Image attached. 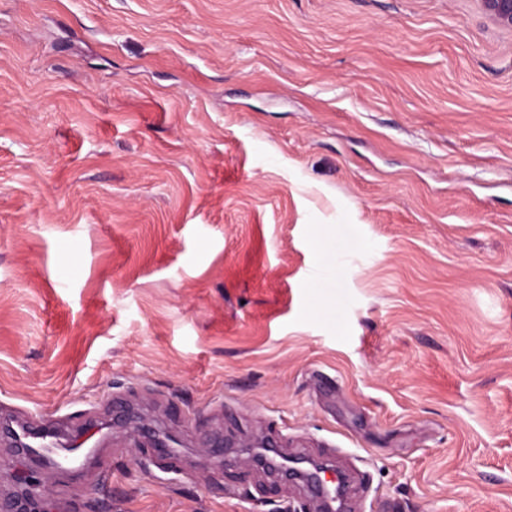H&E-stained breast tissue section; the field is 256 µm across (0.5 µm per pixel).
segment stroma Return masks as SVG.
I'll use <instances>...</instances> for the list:
<instances>
[{
    "mask_svg": "<svg viewBox=\"0 0 512 512\" xmlns=\"http://www.w3.org/2000/svg\"><path fill=\"white\" fill-rule=\"evenodd\" d=\"M93 415L112 478L65 512L296 510L267 439L354 512H512V31L0 0V418Z\"/></svg>",
    "mask_w": 512,
    "mask_h": 512,
    "instance_id": "35a3bbf8",
    "label": "stroma"
}]
</instances>
